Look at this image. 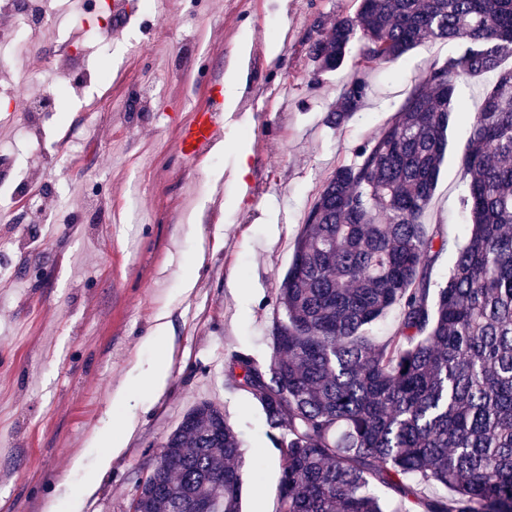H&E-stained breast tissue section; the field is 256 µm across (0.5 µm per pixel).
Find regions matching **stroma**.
I'll return each mask as SVG.
<instances>
[{"mask_svg":"<svg viewBox=\"0 0 512 512\" xmlns=\"http://www.w3.org/2000/svg\"><path fill=\"white\" fill-rule=\"evenodd\" d=\"M133 11L122 40L87 45L113 83L111 108L83 111L80 94L56 116L15 112L17 139L41 132L46 150L16 156L17 178L44 181L42 220L0 223V512H71L98 451L89 440L108 418L138 429L98 476L80 512H128L139 477L197 400L219 405L243 434L242 512H275L278 452L258 405L228 374L231 356L271 355L276 289L293 257L304 215L336 165L393 117L437 45L362 72L353 59L314 75L309 45L319 21L355 0H170L158 23ZM278 42L276 55L242 53L243 40ZM254 82V105L224 117V144L193 168L172 148L182 118L212 107L228 69ZM366 78L364 107L343 126L327 122L343 87ZM68 154L56 143L69 128ZM466 123L448 132V156L426 224L446 241L432 264L448 277L466 241L461 157ZM248 149L244 183L231 180ZM100 180L101 208L77 210L79 192ZM193 287H186V278ZM170 338L152 343L159 311ZM169 378L154 394L145 378L160 361ZM127 397L112 405L113 391Z\"/></svg>","mask_w":512,"mask_h":512,"instance_id":"35a3bbf8","label":"stroma"}]
</instances>
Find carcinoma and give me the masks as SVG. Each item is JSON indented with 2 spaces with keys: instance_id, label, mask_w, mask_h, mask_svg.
<instances>
[{
  "instance_id": "carcinoma-1",
  "label": "carcinoma",
  "mask_w": 512,
  "mask_h": 512,
  "mask_svg": "<svg viewBox=\"0 0 512 512\" xmlns=\"http://www.w3.org/2000/svg\"><path fill=\"white\" fill-rule=\"evenodd\" d=\"M461 51L424 68L390 123L324 181L276 292L271 357L229 374L279 454L277 512H512V0H359L310 44L316 68L370 69L425 43ZM461 78L486 79L473 112ZM368 85L346 86L343 125ZM461 161L467 243L432 288L445 240L423 222L448 152ZM397 312L393 335L365 331ZM243 440L200 400L162 443L137 512H241Z\"/></svg>"
}]
</instances>
